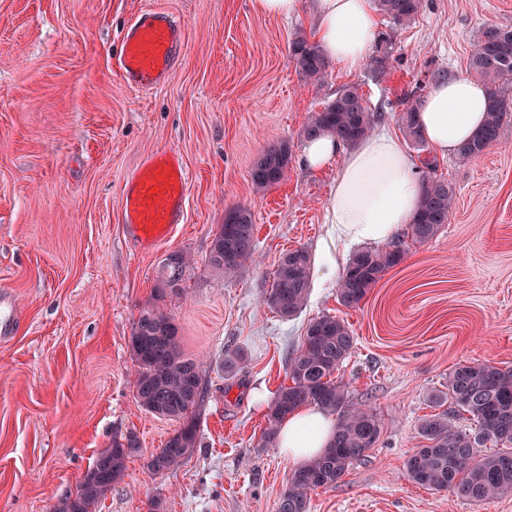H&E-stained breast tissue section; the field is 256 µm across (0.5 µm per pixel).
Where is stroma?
<instances>
[{
  "label": "stroma",
  "instance_id": "35a3bbf8",
  "mask_svg": "<svg viewBox=\"0 0 512 512\" xmlns=\"http://www.w3.org/2000/svg\"><path fill=\"white\" fill-rule=\"evenodd\" d=\"M184 26L187 48L164 83L123 84L113 70L121 32L146 5ZM392 40L386 71L329 63L306 81L289 54L311 36L310 10L278 18L251 0H0V295L15 309L0 335V512H50L113 438L137 435L97 512H276L294 465L264 446L265 415L288 384V359L311 319L343 320L353 346L335 373L356 407L381 422L379 442L310 512H512V495L475 504L412 483L404 463L419 448L429 400L457 364L512 368V121L469 160L435 158L455 188L447 224L423 243L399 232L406 258L358 307L312 270L305 306L284 319L264 304L282 255L315 252L335 167L301 164L302 129L346 85H359L377 128L399 133L402 101L426 96L438 73L467 74L483 31L512 27V0H424L403 25L378 14ZM287 143L285 179L256 191L264 149ZM178 153L190 172L184 218L159 248L122 221V187L147 156ZM254 218L255 259L231 277L207 265L225 214ZM193 260L165 307L190 358L203 362L200 445L177 469L147 461L176 421L138 403L129 337L165 256ZM247 363L224 375V354Z\"/></svg>",
  "mask_w": 512,
  "mask_h": 512
}]
</instances>
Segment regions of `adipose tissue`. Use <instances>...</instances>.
<instances>
[{"instance_id":"ef3b65f1","label":"adipose tissue","mask_w":512,"mask_h":512,"mask_svg":"<svg viewBox=\"0 0 512 512\" xmlns=\"http://www.w3.org/2000/svg\"><path fill=\"white\" fill-rule=\"evenodd\" d=\"M313 38L324 56L354 71L368 59L378 39L373 0H314ZM488 98L483 84L461 76L435 85L423 99L418 120L425 140L448 155L468 141L484 121ZM338 160L325 208L337 243L385 244L409 224L421 198L417 168L401 140L373 133L349 149L325 135L307 141L301 162L311 171ZM335 431L334 419L306 406L283 422L278 446L296 465L325 448Z\"/></svg>"}]
</instances>
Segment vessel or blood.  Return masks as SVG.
I'll return each instance as SVG.
<instances>
[{
	"mask_svg": "<svg viewBox=\"0 0 512 512\" xmlns=\"http://www.w3.org/2000/svg\"><path fill=\"white\" fill-rule=\"evenodd\" d=\"M185 41L184 30L170 13L146 6L124 31L114 70L127 85H159ZM187 180L178 157L161 155L143 164L126 183L124 219L135 226L146 246L163 244L174 224L181 222Z\"/></svg>",
	"mask_w": 512,
	"mask_h": 512,
	"instance_id": "b4317fda",
	"label": "vessel or blood"
}]
</instances>
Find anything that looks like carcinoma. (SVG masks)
Returning a JSON list of instances; mask_svg holds the SVG:
<instances>
[{
    "label": "carcinoma",
    "mask_w": 512,
    "mask_h": 512,
    "mask_svg": "<svg viewBox=\"0 0 512 512\" xmlns=\"http://www.w3.org/2000/svg\"><path fill=\"white\" fill-rule=\"evenodd\" d=\"M379 9L395 23H406L419 13L422 0H377ZM291 59L303 77L324 79L327 61L316 43L298 34L290 43ZM469 71L486 86L489 107L483 126L457 149L462 159H472L497 142L507 118L512 116V28L486 29L473 52ZM420 99L408 98L399 121L406 137L422 147L425 140L417 121ZM377 115L356 85L346 86L336 98L309 116L303 137L331 134L349 146L357 145L375 126ZM419 207L409 224L415 242L431 239L448 223L455 189L437 176L436 163L421 160ZM288 167V145L268 146L251 169V182L266 190L282 181ZM255 253L254 220L247 208L226 213L213 238L208 266L217 273H238ZM402 245L365 248L350 257L339 282V296L356 307L391 268L404 260ZM191 266L189 256L173 251L162 260L156 288L133 322L129 347L135 371V393L148 412L180 423L163 448L153 453L147 468L163 475L178 467L199 443L198 416L205 398L200 362L186 357L178 344V327L160 306L164 298L181 289ZM311 256L299 248L285 253L275 271L265 301L280 317L295 316L305 305L310 289ZM353 346L344 321L333 316L312 319L303 343L289 359L291 384L280 387L266 414L263 440L270 444L283 420L295 410L315 405L337 415L336 431L328 448L288 479L277 512H310L311 492L336 484L350 466L377 444L382 427L373 413L357 409L347 389L334 374ZM246 357L235 350L224 356V373L236 375ZM433 412L423 418L418 434L423 440L405 462L408 478L432 491H450L459 498L481 503L512 493V369L490 363H461L448 375L445 389L430 398ZM467 414L476 424L471 431L456 427L448 413ZM140 448L136 435L115 438L97 455L74 488L63 494L53 512H96L98 503L112 490L125 470L126 460Z\"/></svg>",
    "instance_id": "obj_1"
}]
</instances>
